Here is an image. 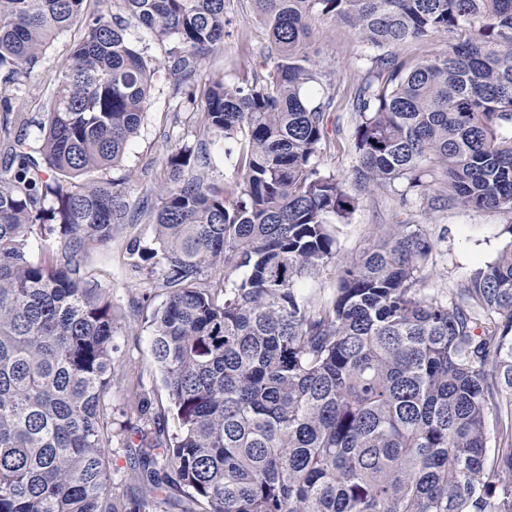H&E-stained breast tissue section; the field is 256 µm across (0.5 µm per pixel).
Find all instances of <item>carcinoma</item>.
<instances>
[{"label":"carcinoma","mask_w":512,"mask_h":512,"mask_svg":"<svg viewBox=\"0 0 512 512\" xmlns=\"http://www.w3.org/2000/svg\"><path fill=\"white\" fill-rule=\"evenodd\" d=\"M86 0H0L3 84L29 78L59 33L83 37L57 71L47 122L0 110V512H512V241L455 288L427 287L418 224H391L336 267L330 299L297 288L336 256L332 227L359 196L316 158L324 110L311 22L378 49L464 38L356 91L369 194L424 165L431 205L512 211V0H253L277 63L248 89L210 79L202 135L235 177L204 180L201 144L169 155L153 237L130 245L138 281L166 290L151 345L179 432L141 435L130 500L112 491V302L78 252L126 221L119 184L74 179L123 158L155 69L125 20ZM193 58L224 41L225 0H121ZM60 238L61 267L31 253ZM223 267L217 281L209 273Z\"/></svg>","instance_id":"obj_1"}]
</instances>
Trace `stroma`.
<instances>
[{
    "instance_id": "stroma-1",
    "label": "stroma",
    "mask_w": 512,
    "mask_h": 512,
    "mask_svg": "<svg viewBox=\"0 0 512 512\" xmlns=\"http://www.w3.org/2000/svg\"><path fill=\"white\" fill-rule=\"evenodd\" d=\"M228 24L224 45L185 69L175 68L169 41H160L145 28H137L138 46L144 57L158 64L147 113L123 160L103 171V178L119 183L128 214L154 204L156 190L167 178L165 161L183 144L196 143L204 110V86L209 78L248 86L268 78L276 58L271 54L265 27L254 18L253 0H226ZM83 34L80 26L60 33L47 48L40 67L28 79L8 85L6 95L14 111L31 124L25 136H33L35 122L44 118L56 93V71L71 47ZM311 51L317 62L318 83L312 86L314 102H327L324 123L327 140L318 157L322 171L334 174L348 192H355L353 169L358 158L354 148L357 114L355 93L376 81L375 50L362 46L347 27L322 18L313 24ZM395 183L361 197L349 223L336 228V259H358L370 246L379 227L388 224H419L432 246L423 271L429 287L454 288L477 268L492 261L512 241L508 226L511 211H478L456 207L430 209L426 199L404 193ZM146 221L128 224L117 232L108 249L89 248L83 271L112 293L116 315L112 369L118 385L112 391V484L116 493L133 497L141 488L132 477L131 459L141 433L164 429L175 433L178 422L168 412V395L158 373L146 317L166 299L164 290L137 282L128 272L127 248L133 238L151 236ZM149 402L146 413L130 411L136 398Z\"/></svg>"
}]
</instances>
